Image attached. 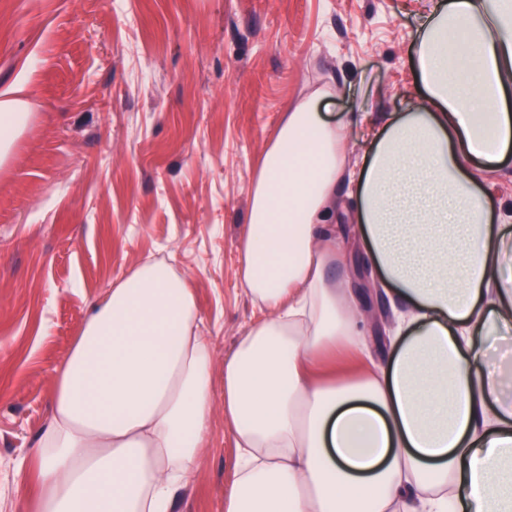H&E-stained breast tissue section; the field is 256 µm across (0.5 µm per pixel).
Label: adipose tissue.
I'll return each instance as SVG.
<instances>
[{
    "label": "adipose tissue",
    "instance_id": "ef3b65f1",
    "mask_svg": "<svg viewBox=\"0 0 512 512\" xmlns=\"http://www.w3.org/2000/svg\"><path fill=\"white\" fill-rule=\"evenodd\" d=\"M413 58L424 96L373 137L323 117L326 88L265 152L238 245L260 315L224 359V512H512V361L484 349L512 326V208L491 211L483 177L512 159V0L434 6ZM340 224L391 304L392 357L325 382L316 367L370 354ZM200 323L166 263L113 282L19 463L29 512H174L215 408Z\"/></svg>",
    "mask_w": 512,
    "mask_h": 512
}]
</instances>
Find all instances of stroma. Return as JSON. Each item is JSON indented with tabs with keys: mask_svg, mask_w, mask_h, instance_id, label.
<instances>
[{
	"mask_svg": "<svg viewBox=\"0 0 512 512\" xmlns=\"http://www.w3.org/2000/svg\"><path fill=\"white\" fill-rule=\"evenodd\" d=\"M434 0H0V92L28 120L0 161V512L47 422L55 370L131 266L187 278L223 395L258 308L237 280L254 174L289 106L323 100L351 138L408 111L413 40ZM374 356L390 304L374 279ZM237 450L216 406L177 512H224Z\"/></svg>",
	"mask_w": 512,
	"mask_h": 512,
	"instance_id": "1",
	"label": "stroma"
}]
</instances>
